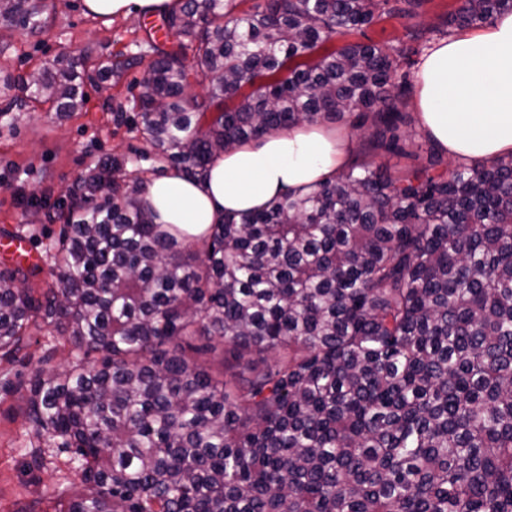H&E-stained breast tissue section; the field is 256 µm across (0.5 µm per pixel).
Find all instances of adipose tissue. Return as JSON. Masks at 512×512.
Segmentation results:
<instances>
[{"mask_svg":"<svg viewBox=\"0 0 512 512\" xmlns=\"http://www.w3.org/2000/svg\"><path fill=\"white\" fill-rule=\"evenodd\" d=\"M179 6L180 0H83L84 11L101 18ZM416 83L421 125L448 155L461 161L512 154V12L433 44L421 58ZM351 158V141L341 132L303 124L219 155L200 178L167 170L144 186L141 198L154 223L175 225L200 240L225 215L333 179Z\"/></svg>","mask_w":512,"mask_h":512,"instance_id":"obj_1","label":"adipose tissue"}]
</instances>
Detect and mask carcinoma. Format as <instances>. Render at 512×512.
Instances as JSON below:
<instances>
[{
	"instance_id": "obj_1",
	"label": "carcinoma",
	"mask_w": 512,
	"mask_h": 512,
	"mask_svg": "<svg viewBox=\"0 0 512 512\" xmlns=\"http://www.w3.org/2000/svg\"><path fill=\"white\" fill-rule=\"evenodd\" d=\"M420 2L182 0L161 14L194 40L150 44L139 96L168 166L196 179L220 152L336 120L371 152L201 242L153 223L106 158L70 191L46 250L57 278L0 266V355L44 324L72 357L29 387L28 418L82 471L51 512H512V155L448 169L432 144L403 171L375 161L418 158L401 106L423 30L330 46ZM507 10L461 0L437 32ZM45 12L0 0V23L28 34ZM79 78L59 57L0 93L74 112Z\"/></svg>"
}]
</instances>
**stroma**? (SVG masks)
Instances as JSON below:
<instances>
[{"mask_svg":"<svg viewBox=\"0 0 512 512\" xmlns=\"http://www.w3.org/2000/svg\"><path fill=\"white\" fill-rule=\"evenodd\" d=\"M459 5L460 0H423L415 17L383 18L365 35L381 44L402 41L409 29L439 26ZM47 16L44 32L36 36L0 25V80L66 55L87 53L96 59L121 53L137 57L138 63L121 76L85 85V103L78 111L60 114L50 105L32 103L0 116V231L38 228L31 246L42 257L41 281L53 280L56 273L43 254L60 231L67 187L108 156L125 159L127 173L143 181L164 170L137 129L134 106L154 58L149 29L158 16L134 13L106 24L86 15L82 0H47ZM52 341L50 327H43L32 337L27 356L0 359V383L13 384L10 392L0 391V512H46L80 485L70 452L57 448L26 415L29 380ZM36 453L44 459L39 468L32 463Z\"/></svg>","mask_w":512,"mask_h":512,"instance_id":"1","label":"stroma"}]
</instances>
